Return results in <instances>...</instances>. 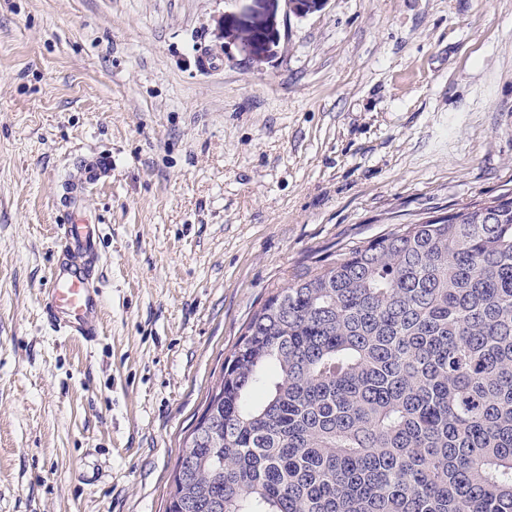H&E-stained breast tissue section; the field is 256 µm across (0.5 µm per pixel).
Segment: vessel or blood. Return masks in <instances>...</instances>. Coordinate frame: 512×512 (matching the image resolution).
Returning <instances> with one entry per match:
<instances>
[{
	"label": "vessel or blood",
	"instance_id": "1",
	"mask_svg": "<svg viewBox=\"0 0 512 512\" xmlns=\"http://www.w3.org/2000/svg\"><path fill=\"white\" fill-rule=\"evenodd\" d=\"M101 228L70 214L62 227V258L45 291L48 319L56 331L85 342L98 336L102 321V290L96 287Z\"/></svg>",
	"mask_w": 512,
	"mask_h": 512
}]
</instances>
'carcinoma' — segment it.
Listing matches in <instances>:
<instances>
[{
    "mask_svg": "<svg viewBox=\"0 0 512 512\" xmlns=\"http://www.w3.org/2000/svg\"><path fill=\"white\" fill-rule=\"evenodd\" d=\"M166 512H512V192L341 247L273 292Z\"/></svg>",
    "mask_w": 512,
    "mask_h": 512,
    "instance_id": "cac0c4a2",
    "label": "carcinoma"
}]
</instances>
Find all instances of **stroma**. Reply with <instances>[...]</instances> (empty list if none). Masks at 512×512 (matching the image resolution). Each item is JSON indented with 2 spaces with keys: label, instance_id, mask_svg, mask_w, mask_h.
<instances>
[{
  "label": "stroma",
  "instance_id": "35a3bbf8",
  "mask_svg": "<svg viewBox=\"0 0 512 512\" xmlns=\"http://www.w3.org/2000/svg\"><path fill=\"white\" fill-rule=\"evenodd\" d=\"M0 0V512H165L244 324L339 245L512 191V0ZM101 333L43 310L62 201ZM238 24L223 28V34L239 40L248 53L258 58L276 39V27L272 20L259 25Z\"/></svg>",
  "mask_w": 512,
  "mask_h": 512
}]
</instances>
